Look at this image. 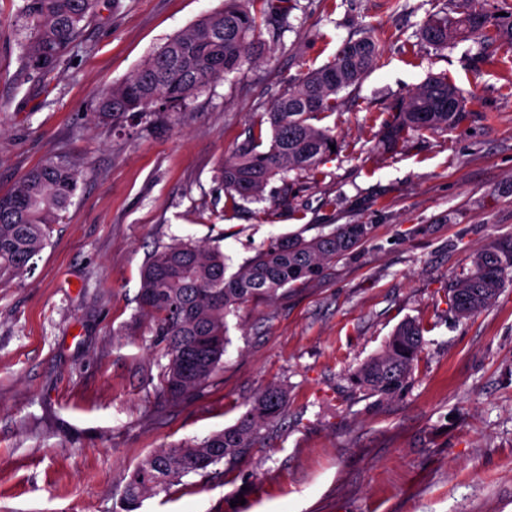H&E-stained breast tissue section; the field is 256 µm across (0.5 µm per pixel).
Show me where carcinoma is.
<instances>
[{
  "label": "carcinoma",
  "mask_w": 512,
  "mask_h": 512,
  "mask_svg": "<svg viewBox=\"0 0 512 512\" xmlns=\"http://www.w3.org/2000/svg\"><path fill=\"white\" fill-rule=\"evenodd\" d=\"M252 0H224V7L200 18L171 37L126 80L93 94L91 111L103 120L129 112H168L181 108L214 79L239 70L254 49L256 19ZM99 0H23L19 8L26 35L19 42L24 66L37 73L63 61ZM268 13L281 29L290 27L288 0H266ZM492 22L475 0L459 18L436 16L424 25L423 39L445 47L459 36L476 34ZM377 43L369 36L343 43L328 65L307 73L267 112L271 145L261 151L262 131L252 133L235 156L224 162L222 178L229 197L261 195L269 180L293 170H314L332 155L336 139L310 123L336 103V95L355 86L378 62ZM466 118L461 96L444 76H432L408 97L382 142L398 145L407 129L454 127ZM76 165L49 157L0 194V278L30 270L79 188ZM369 235L366 224H341L310 240L283 236L271 240L236 272L227 274L224 255L205 247L176 242L154 252L141 273L139 302L151 315L168 346L163 391L179 399L203 387L218 370L227 343L225 317L254 298L272 297L319 275L324 265L348 255ZM512 237L489 241L472 257L468 273L456 281L453 305L458 316L487 306L509 281ZM423 343L421 324H399L382 351L352 372L357 387L371 395L399 392L411 375ZM287 396L270 385L249 404L236 424L198 443L149 456L134 470L124 489L126 512L142 498L189 474L235 461L256 439L262 425L285 411Z\"/></svg>",
  "instance_id": "1"
}]
</instances>
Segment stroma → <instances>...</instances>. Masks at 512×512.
I'll use <instances>...</instances> for the list:
<instances>
[{
  "mask_svg": "<svg viewBox=\"0 0 512 512\" xmlns=\"http://www.w3.org/2000/svg\"><path fill=\"white\" fill-rule=\"evenodd\" d=\"M290 3L277 37L255 0L262 53L181 111L104 122L93 93L224 0H100L47 74L21 62L22 0H0V194L50 156L82 172L32 269L0 280V512H124L143 459L232 426L271 384L286 411L245 456L137 512H512V283L462 319L450 289L478 249L512 236V41L490 26L428 44L425 22L458 17L466 0ZM364 33L378 64L313 119L336 153L317 173L275 176L259 199L229 200L224 161ZM439 75L466 120L385 149L396 106ZM340 224L372 233L306 284L232 310L222 369L182 399L163 394L167 346L138 301L152 253L203 244L233 273L271 238ZM408 319L425 331L407 385L384 399L354 387L351 372Z\"/></svg>",
  "mask_w": 512,
  "mask_h": 512,
  "instance_id": "stroma-1",
  "label": "stroma"
}]
</instances>
